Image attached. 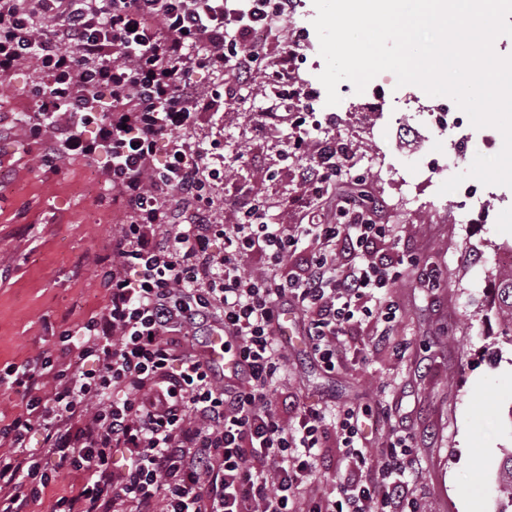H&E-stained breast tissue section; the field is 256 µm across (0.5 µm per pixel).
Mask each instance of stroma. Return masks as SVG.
I'll use <instances>...</instances> for the list:
<instances>
[{"label":"stroma","instance_id":"1","mask_svg":"<svg viewBox=\"0 0 512 512\" xmlns=\"http://www.w3.org/2000/svg\"><path fill=\"white\" fill-rule=\"evenodd\" d=\"M28 82L23 69L0 86V126L8 130L0 138L1 368L53 347L63 330L102 307L98 259L120 221L96 164L78 160L56 172L24 149L19 120L33 109ZM350 87L341 82V103L322 106L316 124L298 126L268 113L274 92L258 73L235 102L204 114L195 138L224 146L221 194L258 195L270 222L302 224L310 211L333 216L338 197L361 191L373 218L391 225L400 250L432 263L436 287L423 286L412 267L393 291L400 309L393 344L364 359L347 357L330 374L309 352L302 313L289 309L288 389L307 405L359 408L368 447H381L399 429L414 433L419 512H497L498 470L512 448V344L490 307L499 273L494 254L512 243V223H497L491 209L472 224L445 222L453 195L425 182L407 203L405 186L381 171L433 164L453 175L490 150L476 137L463 160L453 161L447 143L426 132L403 136ZM301 133L312 140L335 135L348 150L347 173L303 207L302 161L288 153Z\"/></svg>","mask_w":512,"mask_h":512}]
</instances>
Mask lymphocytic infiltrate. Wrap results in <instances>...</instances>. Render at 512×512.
I'll list each match as a JSON object with an SVG mask.
<instances>
[{
	"instance_id": "obj_1",
	"label": "lymphocytic infiltrate",
	"mask_w": 512,
	"mask_h": 512,
	"mask_svg": "<svg viewBox=\"0 0 512 512\" xmlns=\"http://www.w3.org/2000/svg\"><path fill=\"white\" fill-rule=\"evenodd\" d=\"M294 0H0V78L33 64L23 122L41 165H99L122 222L100 260L105 305L60 345L0 369L25 409L0 422V512H30L51 484V512H418L412 434L364 446L352 410L293 404L280 339L287 305L303 311L326 371L342 338L379 326L406 269L390 227L347 199L335 218L270 224L258 198L224 200V155L193 139L201 113L233 100L269 52ZM233 74L200 94L195 78ZM302 178L318 190L347 155L335 137H299ZM233 224L216 222L222 208ZM306 237L322 249L292 258ZM261 254V271L244 263ZM222 329L226 379L180 340ZM43 446H30L34 432ZM338 441L353 468L318 484Z\"/></svg>"
}]
</instances>
